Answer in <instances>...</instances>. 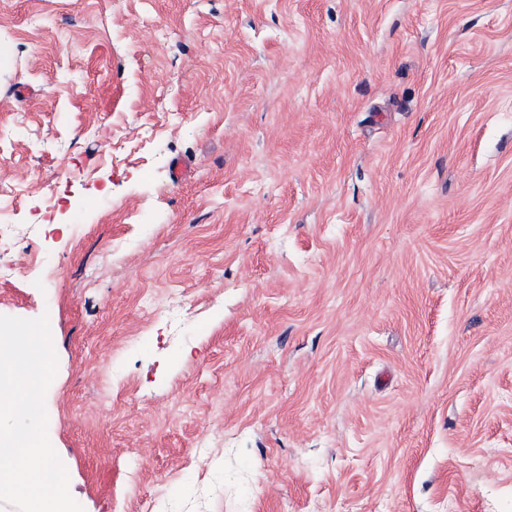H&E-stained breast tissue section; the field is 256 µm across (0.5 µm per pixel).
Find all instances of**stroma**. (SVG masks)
Listing matches in <instances>:
<instances>
[{
    "label": "stroma",
    "instance_id": "1",
    "mask_svg": "<svg viewBox=\"0 0 512 512\" xmlns=\"http://www.w3.org/2000/svg\"><path fill=\"white\" fill-rule=\"evenodd\" d=\"M0 220L84 512H512V0H0Z\"/></svg>",
    "mask_w": 512,
    "mask_h": 512
}]
</instances>
